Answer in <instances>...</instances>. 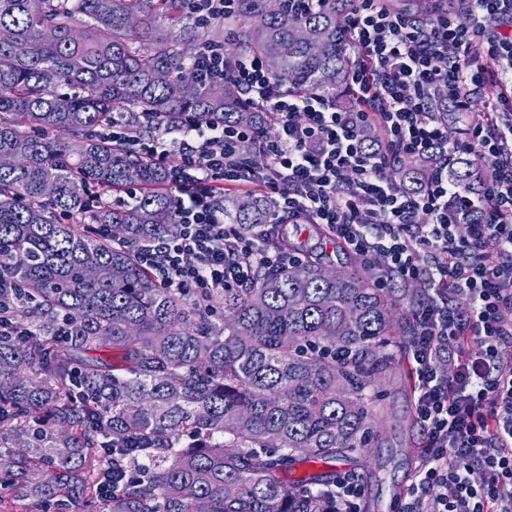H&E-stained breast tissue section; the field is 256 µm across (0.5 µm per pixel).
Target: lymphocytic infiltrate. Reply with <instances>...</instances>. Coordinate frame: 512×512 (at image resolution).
Instances as JSON below:
<instances>
[{
	"instance_id": "obj_1",
	"label": "lymphocytic infiltrate",
	"mask_w": 512,
	"mask_h": 512,
	"mask_svg": "<svg viewBox=\"0 0 512 512\" xmlns=\"http://www.w3.org/2000/svg\"><path fill=\"white\" fill-rule=\"evenodd\" d=\"M462 3L420 17L353 0L344 111L295 94L259 57L203 49L201 81L230 78L271 118L270 135L192 122L178 149L162 132L147 143L177 199L176 232L139 254L162 286L220 296L282 272L299 258L277 241L287 223L322 228L378 287L425 288L411 348L424 441L404 512H512V359L501 353L512 343V0ZM437 152L491 162V174L474 191L444 168L417 191L392 176L394 163ZM240 185L272 202L275 223L226 222L224 194Z\"/></svg>"
}]
</instances>
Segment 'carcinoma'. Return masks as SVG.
<instances>
[{"mask_svg":"<svg viewBox=\"0 0 512 512\" xmlns=\"http://www.w3.org/2000/svg\"><path fill=\"white\" fill-rule=\"evenodd\" d=\"M351 0H238L200 24L182 0H0V505L11 512H341L336 477L303 462L365 447L376 393L414 336L421 287L381 290L352 253H311L203 298L162 287L139 250L173 233L170 171L105 136L189 120L251 122L230 78L198 79L232 35L301 95L350 93ZM200 31L176 42L160 20ZM66 91H61V88ZM430 163L398 172L412 182ZM449 177L476 185L461 159ZM224 217L269 224L249 194ZM95 263L87 262L88 256ZM119 353L117 361L95 356ZM40 367L36 380L27 371Z\"/></svg>","mask_w":512,"mask_h":512,"instance_id":"obj_1","label":"carcinoma"}]
</instances>
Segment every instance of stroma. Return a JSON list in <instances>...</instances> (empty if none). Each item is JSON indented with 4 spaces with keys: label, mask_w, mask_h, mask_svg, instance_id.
<instances>
[{
    "label": "stroma",
    "mask_w": 512,
    "mask_h": 512,
    "mask_svg": "<svg viewBox=\"0 0 512 512\" xmlns=\"http://www.w3.org/2000/svg\"><path fill=\"white\" fill-rule=\"evenodd\" d=\"M374 437L360 452L337 460L333 475L356 476L360 512H401L417 471L423 435L415 416L408 357H401L375 407Z\"/></svg>",
    "instance_id": "35a3bbf8"
}]
</instances>
